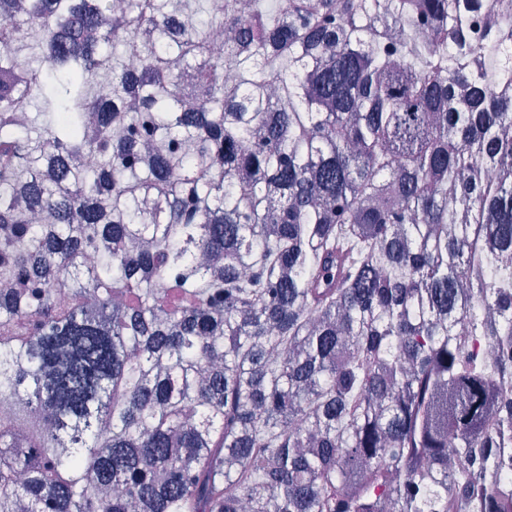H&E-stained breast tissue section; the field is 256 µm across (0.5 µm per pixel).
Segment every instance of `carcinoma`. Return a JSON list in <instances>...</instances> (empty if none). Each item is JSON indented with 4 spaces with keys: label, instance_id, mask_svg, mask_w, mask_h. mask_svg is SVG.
<instances>
[{
    "label": "carcinoma",
    "instance_id": "1",
    "mask_svg": "<svg viewBox=\"0 0 512 512\" xmlns=\"http://www.w3.org/2000/svg\"><path fill=\"white\" fill-rule=\"evenodd\" d=\"M0 282V512H512V0H0Z\"/></svg>",
    "mask_w": 512,
    "mask_h": 512
}]
</instances>
